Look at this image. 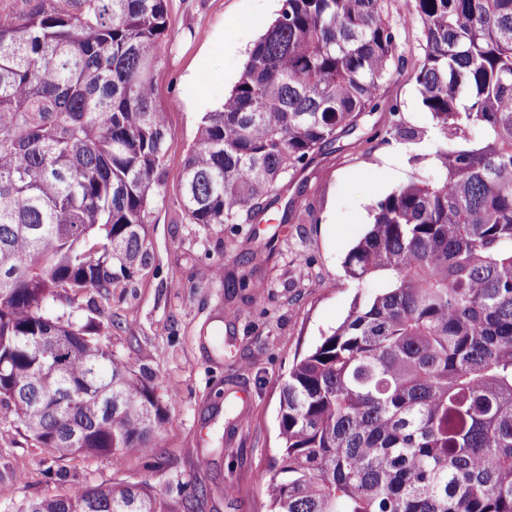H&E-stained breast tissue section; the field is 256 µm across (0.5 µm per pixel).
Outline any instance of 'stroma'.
Returning a JSON list of instances; mask_svg holds the SVG:
<instances>
[{
  "mask_svg": "<svg viewBox=\"0 0 512 512\" xmlns=\"http://www.w3.org/2000/svg\"><path fill=\"white\" fill-rule=\"evenodd\" d=\"M282 0H168V30L155 100L170 149L160 195L145 226L147 267L114 284L109 297H60L61 319H91L92 335L146 375L168 419L148 455L115 460L77 454L44 462L0 407V512L24 500L86 485L147 483L173 512H270L260 474L279 454L281 390L293 364L348 316L357 290L343 260L373 220L376 202L412 177L435 172L445 136L411 74L423 58V25L404 0L390 20L402 59L381 89L379 108L355 131L315 153L288 188L289 223L201 228L178 190L200 115L222 103ZM202 70V81L190 80ZM397 112H390V105ZM253 259L263 291L227 287L210 266L236 272ZM234 309L226 318L225 309ZM65 481H58L57 472ZM232 493H225V485Z\"/></svg>",
  "mask_w": 512,
  "mask_h": 512,
  "instance_id": "obj_1",
  "label": "stroma"
}]
</instances>
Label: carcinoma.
Listing matches in <instances>:
<instances>
[{"mask_svg": "<svg viewBox=\"0 0 512 512\" xmlns=\"http://www.w3.org/2000/svg\"><path fill=\"white\" fill-rule=\"evenodd\" d=\"M388 0H283L222 107L201 113L192 224H259L292 176L377 110L401 60ZM436 172L391 191L349 250L379 291L293 365L271 512H512V0H411ZM167 0H0V405L52 459L148 453L168 412L128 360L47 313L147 264L169 150L155 104ZM254 270L236 288H265ZM16 512H173L146 483Z\"/></svg>", "mask_w": 512, "mask_h": 512, "instance_id": "1", "label": "carcinoma"}]
</instances>
